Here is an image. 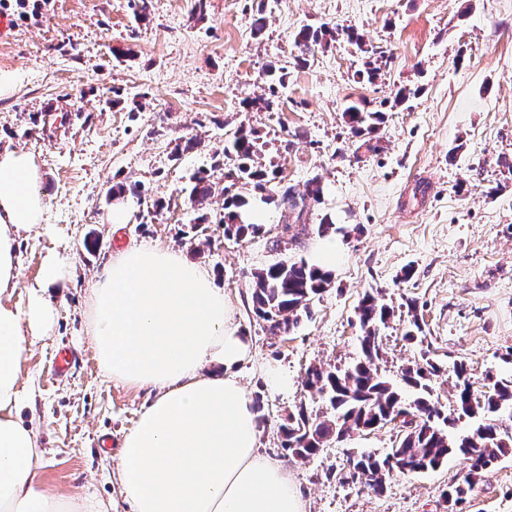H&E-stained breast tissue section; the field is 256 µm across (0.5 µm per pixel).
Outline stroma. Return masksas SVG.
Segmentation results:
<instances>
[{"instance_id":"obj_1","label":"stroma","mask_w":512,"mask_h":512,"mask_svg":"<svg viewBox=\"0 0 512 512\" xmlns=\"http://www.w3.org/2000/svg\"><path fill=\"white\" fill-rule=\"evenodd\" d=\"M149 4L140 18L132 0H49L41 21L15 25L0 41V70L18 81L15 94L0 98V151L34 155L47 204L44 224L20 241L13 303L25 305L48 255L68 256L72 266L47 293L54 319L23 366L26 417L48 451L42 484L129 512L116 449L155 393L104 379L87 332L90 290L118 252L163 247L212 271L223 288L254 351L239 374L266 417L258 451L287 468L307 512H512V457L484 472L452 510L444 493L469 468L460 456L433 472L391 474L380 492L350 477V452L386 454L399 425L350 434L307 460L288 456L278 430L298 406L325 413L305 371L358 358L356 306L368 291L395 310L379 332L381 376L399 382L402 370L430 358L441 369L432 398L448 412L457 364L476 382L489 373L512 378V0H275L263 11L258 0H206L201 11L196 0ZM303 24L355 28L367 46L390 49L393 62L374 83L356 82L367 56L340 38L296 65ZM270 64L284 68L283 87L267 81ZM404 86L414 96L393 107ZM269 95L273 111L243 106ZM353 101L389 102L378 151L351 134L344 110ZM242 125L257 131L260 161L280 185L301 191L321 179V201L297 241L278 249L273 240L295 221L278 203L257 204L256 236L228 240L216 224L190 232V179L207 171L203 210L219 219V163ZM120 184L140 192L113 195ZM157 199L163 210L153 209ZM119 202L130 217L114 228L106 215ZM325 217L346 230L336 238L332 285L298 328L271 334L252 313L253 274L314 256ZM409 266L414 273L402 281ZM415 319L422 331L406 340ZM68 349L80 362L56 375L55 358ZM270 368L287 374V390L269 386ZM104 435L113 450L99 448Z\"/></svg>"}]
</instances>
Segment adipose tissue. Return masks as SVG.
Masks as SVG:
<instances>
[{"mask_svg": "<svg viewBox=\"0 0 512 512\" xmlns=\"http://www.w3.org/2000/svg\"><path fill=\"white\" fill-rule=\"evenodd\" d=\"M41 182L31 153L0 152V512H107L92 496L41 488L47 460L24 418L22 364L54 317L48 289L70 274L69 259L50 255L26 307L11 301L20 237L43 222ZM89 336L106 379L156 392L117 459L130 512H305L287 470L258 452L257 413L237 377L252 347L210 270L168 249L121 251L91 290Z\"/></svg>", "mask_w": 512, "mask_h": 512, "instance_id": "1", "label": "adipose tissue"}]
</instances>
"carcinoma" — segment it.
<instances>
[{
    "label": "carcinoma",
    "instance_id": "obj_1",
    "mask_svg": "<svg viewBox=\"0 0 512 512\" xmlns=\"http://www.w3.org/2000/svg\"><path fill=\"white\" fill-rule=\"evenodd\" d=\"M346 37L348 43L362 50V34L347 27L339 29L326 25L313 29L301 26L294 36L298 49L296 60L323 50L337 36ZM373 58L365 62V70L357 71L372 82L387 68L393 55L389 50L375 49ZM351 133L371 134L384 120L381 110L369 111L366 103L351 104L345 109ZM258 138L255 131L242 125L233 133V139L224 146V157L233 162V168L224 173V215L217 223L224 226L227 239L254 236L261 225L248 221L253 198L236 191L243 182L260 195V201L275 200L274 178L257 161ZM210 193L209 179L202 171L193 177L188 193L191 206H200ZM322 186L316 178L307 182L301 193L286 188L280 203L303 219L311 205L321 200ZM332 272L309 265L303 259L280 261L253 274L252 308L255 317L269 324L271 333H289L297 328L304 317H310L313 300L332 285ZM361 336L358 337L361 356L347 367L311 365L305 372V386L313 396L320 398L331 409L323 417H312L303 408L288 415V423L279 427L281 447L303 460L319 453L326 445L339 442L351 432L370 433L384 427L395 414L405 411L419 421L406 427L390 451L378 456L371 452L358 455L360 462L374 466L390 475L399 473H425L434 471L452 455H463L470 461L462 483L449 487L444 493L448 512L487 470L506 457L512 456V378L487 376L486 391L477 395L466 365L456 367V414L441 409L431 398V377L440 368L429 358L403 372L404 384L412 388L413 399L406 401L401 387L378 374L375 361L380 356L379 331L394 316V308L383 303L371 292L359 299L356 307ZM468 418L473 422L472 433L457 435L451 432L456 420Z\"/></svg>",
    "mask_w": 512,
    "mask_h": 512
}]
</instances>
